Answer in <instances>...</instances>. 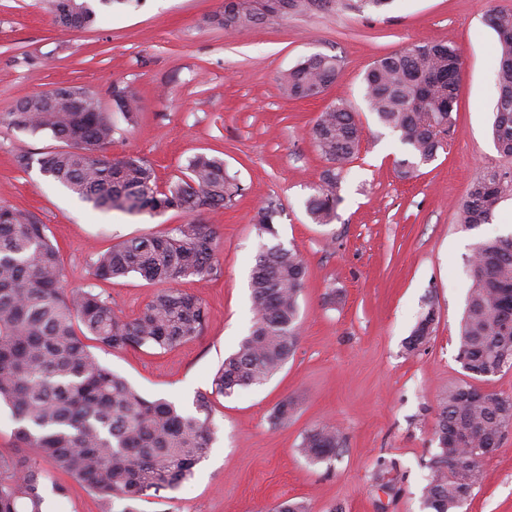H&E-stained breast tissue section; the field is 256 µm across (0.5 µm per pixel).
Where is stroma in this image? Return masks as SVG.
<instances>
[{"mask_svg": "<svg viewBox=\"0 0 512 512\" xmlns=\"http://www.w3.org/2000/svg\"><path fill=\"white\" fill-rule=\"evenodd\" d=\"M224 0H139L98 11L83 30L54 23L42 0H0V113L17 101L78 85L110 103L113 86L140 92L138 123L121 127L113 156L148 160L159 184L206 152L223 158L246 189L233 208L191 219L213 225L220 277H186L177 286L207 306L200 336L170 350L93 347L96 359L143 395L193 411L210 392L224 358L251 330L250 274L260 241L253 217L267 199L281 205L280 242L307 265L299 296L296 350L260 386L212 398L215 440L194 476L141 512H272L284 501L309 512H427L426 462L449 388L468 383L457 336L472 283L475 244L512 234V197L492 221L465 230L458 208L487 168L503 163L492 136L499 47L489 10L512 0H392L380 12L336 8L288 13L230 33L208 24ZM454 44L463 61L456 132L435 159L409 177L395 165L405 148L364 101L363 76L379 57L418 43ZM336 56L340 75L315 99L291 100L279 75L313 54ZM348 101L363 139L330 224L313 223L306 199L326 161L310 128L327 106ZM59 143L0 126V201L35 214L60 249L64 285L94 287L132 318L161 283L133 274L99 280L90 254L186 223L178 211L157 217L100 212L39 170ZM25 154L29 167L15 158ZM435 322L417 351L406 341L427 310ZM288 419L274 423L279 402ZM336 428L337 458L313 463L299 447L307 431ZM481 480L460 512H512V428L482 458ZM68 492L47 493L51 512H107L67 476Z\"/></svg>", "mask_w": 512, "mask_h": 512, "instance_id": "35a3bbf8", "label": "stroma"}]
</instances>
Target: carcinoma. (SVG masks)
I'll use <instances>...</instances> for the list:
<instances>
[{"label":"carcinoma","instance_id":"cac0c4a2","mask_svg":"<svg viewBox=\"0 0 512 512\" xmlns=\"http://www.w3.org/2000/svg\"><path fill=\"white\" fill-rule=\"evenodd\" d=\"M127 0H45L54 22L67 29L90 27L97 6ZM392 0H231L208 21L226 31L256 26L290 12L307 13L335 3L359 13L379 10ZM489 25L499 36L498 96L493 138L499 154L512 160V11L493 9ZM462 61L458 49L441 42L414 44L377 59L364 74L370 112L397 134L408 157L396 161L406 176L447 145L455 132L454 111ZM336 57L314 54L283 72L279 85L291 99H313L334 84ZM60 88L26 97L0 114V125L62 143L37 158L40 171L80 200L102 211L159 216L169 210L194 214L232 207L244 194L224 160L194 156L184 176L160 187L146 160L107 154L118 131L97 96L84 111H70ZM114 102L126 124L138 118V95L114 88ZM310 136L330 167L305 202L310 219L326 225L336 215L346 165L360 150L362 129L350 105L339 100L320 113ZM512 193V167L485 170L459 207V224L472 229L491 221ZM280 205L268 200L253 218L262 245L251 273L254 314L250 334L224 359L212 393L228 396L260 385L294 354L299 296L307 276L301 255L278 241ZM216 233L208 224H180L165 235L124 240L91 257L102 280L138 274L175 282L188 276H216ZM472 286L458 336V358L473 378L512 367V326L502 320L512 300V235L478 242L470 257ZM206 321L203 302L176 288L155 293L133 319L121 318L112 302L92 288H64L59 248L35 215L0 202V402L12 411L20 445L51 460L53 467L97 494L108 505L126 502L121 512L173 490L194 475L214 439L211 399L201 393L195 411L183 412L164 399H148L123 377L98 362L85 339L112 349L166 351L199 336ZM434 311L418 321L407 348L416 350L432 332ZM470 385L448 389L437 424V451L426 463L424 505L430 512H457L477 484L482 455L477 449L501 440L512 426V396H467ZM341 441L334 428L312 429L300 452L311 461L336 456ZM48 474L37 462L0 461V512H43Z\"/></svg>","mask_w":512,"mask_h":512}]
</instances>
